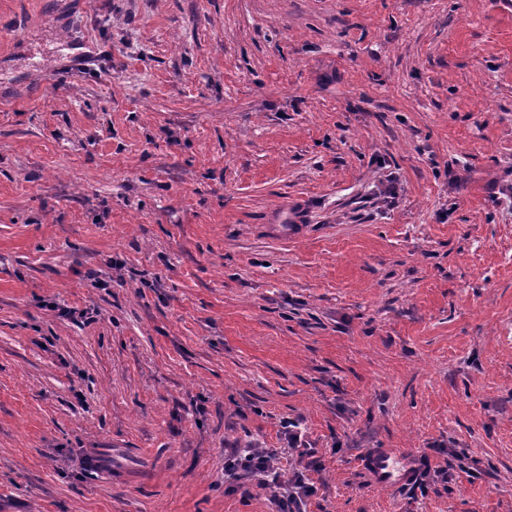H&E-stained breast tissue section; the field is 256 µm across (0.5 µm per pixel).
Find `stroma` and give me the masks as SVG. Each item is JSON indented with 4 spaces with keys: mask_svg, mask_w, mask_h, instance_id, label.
Returning a JSON list of instances; mask_svg holds the SVG:
<instances>
[{
    "mask_svg": "<svg viewBox=\"0 0 512 512\" xmlns=\"http://www.w3.org/2000/svg\"><path fill=\"white\" fill-rule=\"evenodd\" d=\"M255 444L512 512V8L0 0V512H273ZM304 218L303 209L296 205L277 210L271 215L270 232L274 237L281 239L300 236L307 227ZM365 465L373 481L383 487L404 485L414 475L409 459L383 448L371 453Z\"/></svg>",
    "mask_w": 512,
    "mask_h": 512,
    "instance_id": "35a3bbf8",
    "label": "stroma"
}]
</instances>
